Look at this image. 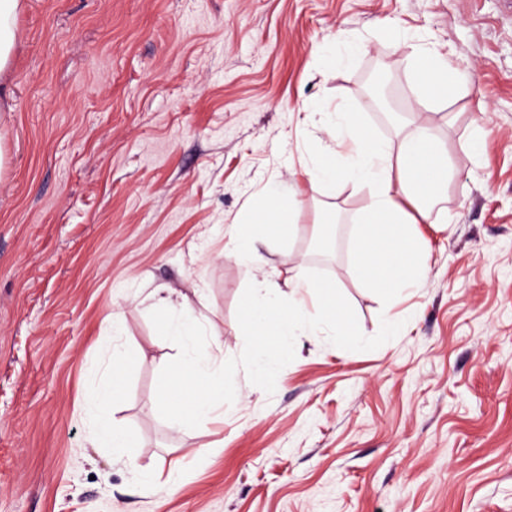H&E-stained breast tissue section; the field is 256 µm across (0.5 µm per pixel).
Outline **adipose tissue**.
<instances>
[{
	"instance_id": "obj_1",
	"label": "adipose tissue",
	"mask_w": 512,
	"mask_h": 512,
	"mask_svg": "<svg viewBox=\"0 0 512 512\" xmlns=\"http://www.w3.org/2000/svg\"><path fill=\"white\" fill-rule=\"evenodd\" d=\"M324 130L339 145L335 154L311 151L305 175L310 185L351 182L368 189L369 201L359 215L354 258L364 287L393 299L417 287L429 270V249L412 228L431 222L432 200L454 171L446 150L430 130L416 123L402 129L399 146L370 135L358 113L340 110L321 115ZM241 265L250 275V296L244 305L247 335L274 332L284 337L326 336L349 340L353 331L337 300L335 284L293 276V290L282 296L270 276L258 274V261L243 226L232 231ZM167 310L166 336L174 343L180 374L162 394L173 410L172 420L186 430L222 416L224 362L210 350L214 331L209 320L196 313L187 297L173 288L154 292ZM125 348H113L104 384L87 387L82 410L94 417L119 402L124 395L120 371Z\"/></svg>"
}]
</instances>
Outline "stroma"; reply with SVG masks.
<instances>
[{"label": "stroma", "instance_id": "1", "mask_svg": "<svg viewBox=\"0 0 512 512\" xmlns=\"http://www.w3.org/2000/svg\"><path fill=\"white\" fill-rule=\"evenodd\" d=\"M360 43L331 60L339 34ZM470 69L430 95L419 50ZM383 63L406 119L430 126L456 174L421 287L387 304L351 249L364 192L311 187L302 160L335 140L317 114L361 113ZM484 126L472 147L473 124ZM290 229L253 245L281 294L297 269L334 283L353 342L263 345L249 367V277L230 243L267 188ZM338 216L323 259L306 246ZM186 295L222 330L234 406L192 432L160 398L174 350L152 289ZM122 314L114 335L103 319ZM398 336L382 333L385 316ZM128 351L120 449L93 447L83 386ZM0 512H512V15L501 0H24L0 74ZM91 440L98 448H123V454L128 464L141 473L144 482L151 488L163 485L164 489L171 490L175 484L167 478L161 481V471L142 470L138 463L137 444L135 440L120 429L118 423L112 420V428L96 426L91 434Z\"/></svg>", "mask_w": 512, "mask_h": 512}]
</instances>
